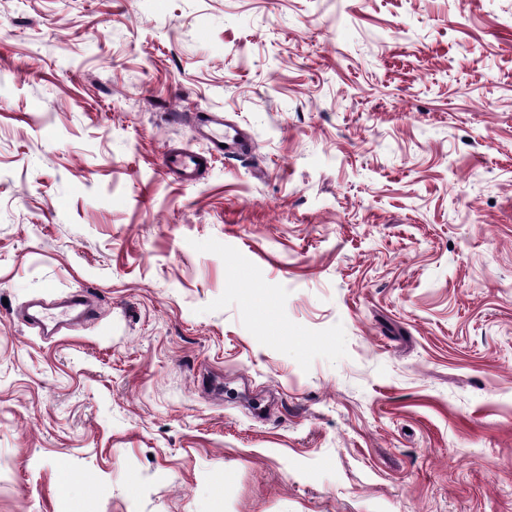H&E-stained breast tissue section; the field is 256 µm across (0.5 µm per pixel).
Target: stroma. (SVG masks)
<instances>
[{"label": "stroma", "instance_id": "stroma-1", "mask_svg": "<svg viewBox=\"0 0 512 512\" xmlns=\"http://www.w3.org/2000/svg\"><path fill=\"white\" fill-rule=\"evenodd\" d=\"M0 512H512V0H0ZM200 121L209 127V150L207 152L170 151L161 160L165 168L179 171L183 180L188 182L194 181V176L207 167L213 152L224 155L235 154L244 151L249 145L247 135L234 127L225 125L224 116L219 112L207 113L205 117L200 118ZM221 144H225V147H221ZM196 159H200V162H196Z\"/></svg>", "mask_w": 512, "mask_h": 512}]
</instances>
